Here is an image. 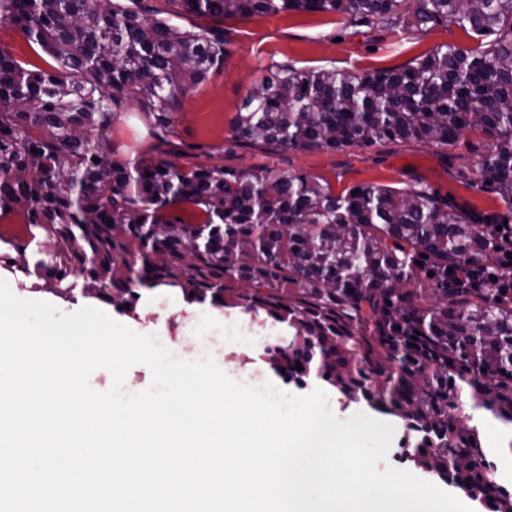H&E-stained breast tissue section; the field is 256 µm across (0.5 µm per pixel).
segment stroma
Returning <instances> with one entry per match:
<instances>
[{
	"label": "stroma",
	"instance_id": "35a3bbf8",
	"mask_svg": "<svg viewBox=\"0 0 512 512\" xmlns=\"http://www.w3.org/2000/svg\"><path fill=\"white\" fill-rule=\"evenodd\" d=\"M224 31L230 54L223 69L203 85L190 89L176 115L174 140L184 154V163L220 161L240 170L282 168L322 178L337 193L365 183L403 189L418 181L449 205L464 211L505 214L504 204L493 191L469 186L461 173L462 163L477 160L488 151V141L478 131L467 133L448 147L408 142L382 148L299 151L282 158L247 147L231 153L226 150L230 122L244 97L276 63L288 61L302 68L336 69L360 75L403 66L443 44L462 50L476 48L480 40L473 33L452 23L421 32L357 33L346 25L342 15L299 11L230 17L224 21ZM109 138L117 159L123 161L147 152L151 144L145 127L131 111L114 122ZM224 324L242 335L256 331L265 335L264 342L245 348L225 345L222 354L226 368L249 373L292 396L311 391L309 377L285 375L266 353L267 347L282 343L291 335L287 324L275 321L265 311L250 312L241 307L225 308ZM325 393L327 407L337 419L345 420L362 412L393 424L395 434L386 457L377 464L378 471L403 464L416 477L455 493L454 483L442 481L437 472L420 468L411 459L399 462L403 449L416 447L421 440L419 434L408 431L405 422L374 409L363 393L350 397L330 386ZM483 434L486 447L494 451L497 484L512 486V434L496 421Z\"/></svg>",
	"mask_w": 512,
	"mask_h": 512
}]
</instances>
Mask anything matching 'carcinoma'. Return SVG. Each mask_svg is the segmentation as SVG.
Masks as SVG:
<instances>
[{"label":"carcinoma","mask_w":512,"mask_h":512,"mask_svg":"<svg viewBox=\"0 0 512 512\" xmlns=\"http://www.w3.org/2000/svg\"><path fill=\"white\" fill-rule=\"evenodd\" d=\"M169 2L149 17L142 0H0V17L56 62L27 69L0 48V208L44 232L42 267L56 281L78 269L117 307L162 285L288 323L294 336L269 352L289 373L315 367L345 394L366 391L375 408L431 435L419 467L449 469L468 497L512 512L463 413L468 396L512 430V295L453 286L466 264L498 263L497 216L459 211L422 184L337 196L303 173L181 165L173 142L181 96L229 55L228 17L338 13L378 33L452 21L495 39L361 76L272 66L231 121L229 150L447 147L479 130L492 147L473 186L512 211V0ZM186 15L215 25L188 29ZM130 104L155 143L122 162L109 130Z\"/></svg>","instance_id":"carcinoma-1"}]
</instances>
